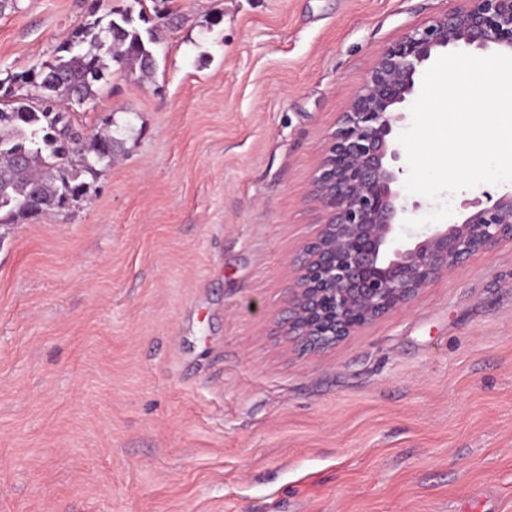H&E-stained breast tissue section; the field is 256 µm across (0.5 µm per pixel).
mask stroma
<instances>
[{"label":"stroma","instance_id":"obj_1","mask_svg":"<svg viewBox=\"0 0 512 512\" xmlns=\"http://www.w3.org/2000/svg\"><path fill=\"white\" fill-rule=\"evenodd\" d=\"M130 0H15L0 79ZM454 0H148L156 72L68 105L122 149L0 225V512H512V247L335 348L278 327L377 54ZM453 224L482 187L418 198Z\"/></svg>","mask_w":512,"mask_h":512}]
</instances>
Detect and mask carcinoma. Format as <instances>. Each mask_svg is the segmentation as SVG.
I'll use <instances>...</instances> for the list:
<instances>
[{
	"mask_svg": "<svg viewBox=\"0 0 512 512\" xmlns=\"http://www.w3.org/2000/svg\"><path fill=\"white\" fill-rule=\"evenodd\" d=\"M132 2L139 10L78 24L52 61L0 80V224H16L28 211L64 209L67 198L84 195L82 176L119 152L111 130L85 136L60 105L95 100L113 66L139 72L141 81L153 77L157 27L146 0ZM99 156L97 167L83 162Z\"/></svg>",
	"mask_w": 512,
	"mask_h": 512,
	"instance_id": "cac0c4a2",
	"label": "carcinoma"
}]
</instances>
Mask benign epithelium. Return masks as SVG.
<instances>
[{
    "label": "benign epithelium",
    "mask_w": 512,
    "mask_h": 512,
    "mask_svg": "<svg viewBox=\"0 0 512 512\" xmlns=\"http://www.w3.org/2000/svg\"><path fill=\"white\" fill-rule=\"evenodd\" d=\"M456 5L388 44L341 113L312 177L323 211L317 235L289 288L281 322L304 350L334 347L391 311L406 307L467 258L512 245V190L472 203L459 224H428L401 237L408 210L392 186L405 173L391 135L425 65L442 49L512 55V0Z\"/></svg>",
    "instance_id": "7a95c632"
}]
</instances>
